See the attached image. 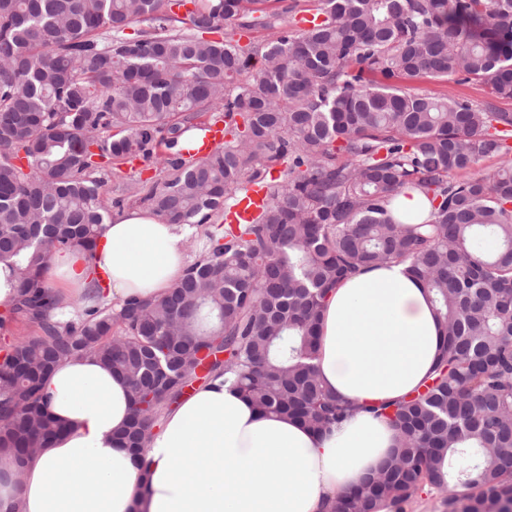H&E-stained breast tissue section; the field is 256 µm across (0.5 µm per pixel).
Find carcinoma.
<instances>
[{
  "instance_id": "carcinoma-1",
  "label": "carcinoma",
  "mask_w": 512,
  "mask_h": 512,
  "mask_svg": "<svg viewBox=\"0 0 512 512\" xmlns=\"http://www.w3.org/2000/svg\"><path fill=\"white\" fill-rule=\"evenodd\" d=\"M296 8L0 0V262L18 276L0 328L37 326L4 345L0 453L19 466L63 430L43 384L83 355L135 392L125 437L138 457L185 388L221 375L259 411L327 430L355 410L314 363L327 291L407 263L442 327L435 375L368 408L402 446L332 512H404L424 488L450 484L463 493L444 498L446 512L512 507V112L397 85L463 75L512 100V0H316L303 29ZM232 25L268 34L242 46L224 36ZM214 112L231 139L198 157L185 134ZM131 156L170 167L136 202L206 226L205 249L168 296L114 307L90 288L63 320L42 269L57 251H93L130 192L115 171L110 199L98 172ZM487 158L499 165L482 172ZM264 182L256 221L212 223ZM410 191L431 206L417 224L393 216ZM487 237L496 252H483Z\"/></svg>"
}]
</instances>
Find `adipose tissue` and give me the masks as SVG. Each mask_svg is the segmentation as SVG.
<instances>
[{
  "mask_svg": "<svg viewBox=\"0 0 512 512\" xmlns=\"http://www.w3.org/2000/svg\"><path fill=\"white\" fill-rule=\"evenodd\" d=\"M182 224L131 209L105 224L92 260L74 249L42 271L67 296L88 285L103 301L161 298L187 263ZM442 329L426 288L405 265L343 279L322 308L318 370L355 410L322 433L283 415L259 413L215 379L169 408L140 471L121 438L130 417L125 379L95 358H73L49 377L48 409L67 431L25 465L21 484L0 483V503L20 512H330L400 445L368 408L423 388Z\"/></svg>",
  "mask_w": 512,
  "mask_h": 512,
  "instance_id": "adipose-tissue-1",
  "label": "adipose tissue"
}]
</instances>
